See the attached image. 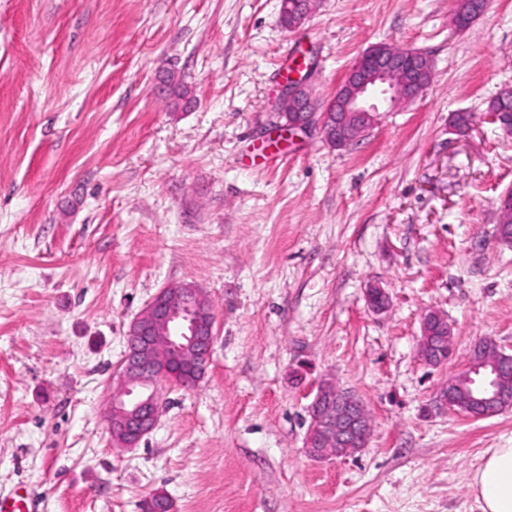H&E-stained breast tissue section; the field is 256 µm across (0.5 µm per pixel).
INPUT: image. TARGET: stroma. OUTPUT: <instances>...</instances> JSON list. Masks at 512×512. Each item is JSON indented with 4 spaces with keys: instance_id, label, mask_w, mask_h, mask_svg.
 <instances>
[{
    "instance_id": "1",
    "label": "stroma",
    "mask_w": 512,
    "mask_h": 512,
    "mask_svg": "<svg viewBox=\"0 0 512 512\" xmlns=\"http://www.w3.org/2000/svg\"><path fill=\"white\" fill-rule=\"evenodd\" d=\"M456 0H0V492L40 512H481L470 475L512 446V409L472 420L439 393L493 338L512 353V245L496 234L512 136V0L467 29ZM425 52L430 86L359 142L283 135V57L331 98L370 46ZM172 73L195 105L171 111ZM481 116L467 135L454 113ZM378 283L383 314L367 306ZM213 306L211 364L160 383L135 448L107 413L130 323L162 288ZM452 352L418 355L423 312ZM360 399L365 448L316 462L309 393ZM486 115L489 120L498 123L499 126L506 132L512 133V90L510 92H499L488 103ZM511 112V113H510ZM440 334L441 336H434L435 334ZM448 339V346H446V351L448 350V355L451 350L453 332L450 324L448 323V319L442 313L430 310L422 316L421 319V336L418 341V350L421 359L428 365L437 366L444 362L446 359L441 357V355H434L433 347V339L437 338ZM438 359V363L437 360Z\"/></svg>"
}]
</instances>
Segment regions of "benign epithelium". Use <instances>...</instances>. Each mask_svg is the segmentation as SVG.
Segmentation results:
<instances>
[{
	"label": "benign epithelium",
	"instance_id": "1",
	"mask_svg": "<svg viewBox=\"0 0 512 512\" xmlns=\"http://www.w3.org/2000/svg\"><path fill=\"white\" fill-rule=\"evenodd\" d=\"M478 13L483 10L474 13L468 0H460L453 22L463 30ZM431 78V61L424 52L386 43L373 45L324 104L309 94L307 75L288 77L273 107L275 124L290 134L314 131L329 146L346 148L375 124L379 108L373 97L382 95L395 105L408 103L426 90ZM366 302L372 312L381 314L388 309L390 297L372 283L366 288ZM214 323V313L205 305L202 291L185 283L161 289L131 323L108 415L116 446L136 447L156 424L161 406L158 384H178L160 365L187 356L198 376H205L211 362ZM436 334L453 338L447 317L430 310L421 319L418 350L431 366L445 361L434 355ZM446 389L468 398L469 417H494L512 407V357L495 340L484 339L473 347L466 371L449 378ZM308 413L312 427L306 451L313 459L349 456L365 447L370 438L371 424L364 404L329 381L318 384Z\"/></svg>",
	"mask_w": 512,
	"mask_h": 512
}]
</instances>
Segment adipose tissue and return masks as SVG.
<instances>
[{
  "mask_svg": "<svg viewBox=\"0 0 512 512\" xmlns=\"http://www.w3.org/2000/svg\"><path fill=\"white\" fill-rule=\"evenodd\" d=\"M482 512H512V447L491 449L471 476Z\"/></svg>",
  "mask_w": 512,
  "mask_h": 512,
  "instance_id": "adipose-tissue-1",
  "label": "adipose tissue"
}]
</instances>
